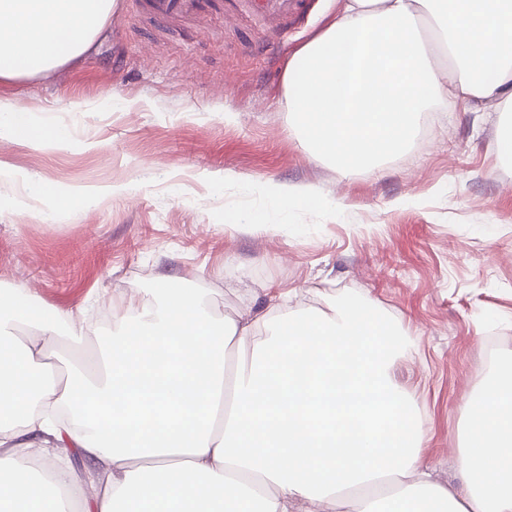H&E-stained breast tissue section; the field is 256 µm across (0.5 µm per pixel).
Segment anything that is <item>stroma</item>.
<instances>
[{
    "instance_id": "35a3bbf8",
    "label": "stroma",
    "mask_w": 512,
    "mask_h": 512,
    "mask_svg": "<svg viewBox=\"0 0 512 512\" xmlns=\"http://www.w3.org/2000/svg\"><path fill=\"white\" fill-rule=\"evenodd\" d=\"M340 0H302L284 44L268 24L209 0L160 22L146 0H114L92 48L56 70L0 81V104L67 125L57 149L0 139V286L34 305L83 313L100 335L56 347L48 364L101 352L112 306L151 299L161 277L222 311L279 302L329 310L367 296L414 345L389 372L422 411L433 477L455 480L464 407L489 384L490 344L512 361V158L498 147L512 116L423 113L413 148L346 176L312 155L293 127L292 57ZM134 186L56 223L24 183ZM303 185L332 208H269L247 182ZM239 216L224 221L225 211ZM268 223L252 229L251 220Z\"/></svg>"
}]
</instances>
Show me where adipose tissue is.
Wrapping results in <instances>:
<instances>
[{
	"mask_svg": "<svg viewBox=\"0 0 512 512\" xmlns=\"http://www.w3.org/2000/svg\"><path fill=\"white\" fill-rule=\"evenodd\" d=\"M113 0H0V80L87 52ZM431 22L447 73L432 65L419 18ZM295 129L346 175L403 153L436 105L512 112V0H342L285 76ZM0 137L65 146L66 130L23 107H0ZM57 221L95 191L30 182ZM27 338H20L19 328ZM86 340L72 315L0 290V512H512V364L465 407L453 484L434 481L426 434L389 374L407 336L368 299L331 311L272 306L214 311L181 280L126 306L96 361L55 377L44 357ZM238 362L226 372L228 349ZM59 458L32 475L20 449ZM78 449L91 482L61 460ZM405 478L381 502L353 507L348 488Z\"/></svg>",
	"mask_w": 512,
	"mask_h": 512,
	"instance_id": "1",
	"label": "adipose tissue"
}]
</instances>
